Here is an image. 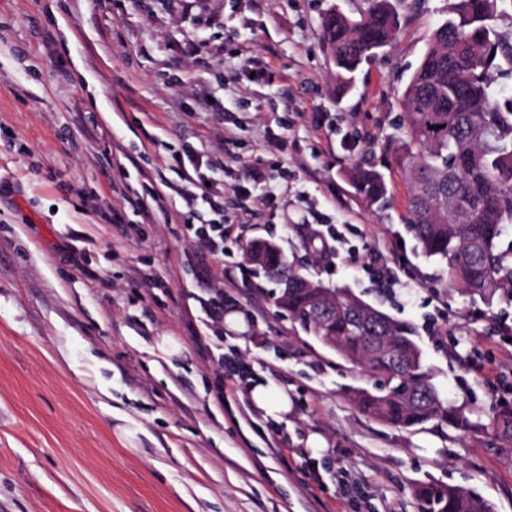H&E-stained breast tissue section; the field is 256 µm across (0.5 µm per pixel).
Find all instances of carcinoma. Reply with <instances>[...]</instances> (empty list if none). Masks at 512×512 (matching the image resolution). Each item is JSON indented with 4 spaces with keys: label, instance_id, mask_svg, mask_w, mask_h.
<instances>
[{
    "label": "carcinoma",
    "instance_id": "1",
    "mask_svg": "<svg viewBox=\"0 0 512 512\" xmlns=\"http://www.w3.org/2000/svg\"><path fill=\"white\" fill-rule=\"evenodd\" d=\"M506 0H448V18L431 33L400 99L403 132L390 149L407 182L408 226L420 253L436 260L448 285L490 305L512 299V247L501 236L512 224V97L501 93L512 79V33L499 30ZM392 0H369L351 17H323L322 35L348 86L354 73L388 46L399 27ZM365 198H386L381 174L365 171ZM245 257L254 274L277 282L271 300L307 334L330 339L348 363L375 379L373 390L353 392L366 416L399 429L441 421L457 430L470 422L461 407L443 402L418 346L415 328L376 308L366 315L350 305L352 292L330 288L293 267L277 243L252 241ZM411 386L404 395L400 384ZM493 439L512 445V399L491 409ZM415 497L423 512H493L486 501L443 482H422Z\"/></svg>",
    "mask_w": 512,
    "mask_h": 512
}]
</instances>
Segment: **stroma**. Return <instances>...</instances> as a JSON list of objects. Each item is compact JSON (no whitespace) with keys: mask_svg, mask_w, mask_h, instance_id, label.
Segmentation results:
<instances>
[{"mask_svg":"<svg viewBox=\"0 0 512 512\" xmlns=\"http://www.w3.org/2000/svg\"><path fill=\"white\" fill-rule=\"evenodd\" d=\"M368 0H0V512H419L418 483L512 512V447L488 411L512 382V302L451 291L402 221L388 138L446 0H401L396 39L341 90L329 9ZM218 158L223 256L187 235L177 157ZM269 175L245 203L252 167ZM381 173L388 205L356 175ZM290 262L412 324L444 402L474 430L359 413L361 368L244 272ZM328 242L316 261L310 242ZM383 248L390 277L366 268ZM235 325L216 332L203 302ZM263 383L281 420L254 409ZM251 400L257 409L274 419H282L289 410L288 395L282 391L274 393L263 384L253 386Z\"/></svg>","mask_w":512,"mask_h":512,"instance_id":"obj_1","label":"stroma"}]
</instances>
